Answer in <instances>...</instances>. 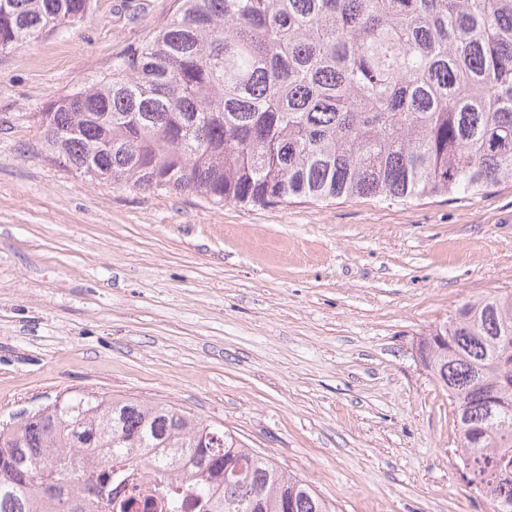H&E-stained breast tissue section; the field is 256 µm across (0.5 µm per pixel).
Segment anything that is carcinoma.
Here are the masks:
<instances>
[{"label":"carcinoma","mask_w":512,"mask_h":512,"mask_svg":"<svg viewBox=\"0 0 512 512\" xmlns=\"http://www.w3.org/2000/svg\"><path fill=\"white\" fill-rule=\"evenodd\" d=\"M89 8L0 0V53ZM39 129L88 180L217 204L478 193L512 180V0H180ZM418 355L451 401L462 475L512 512V292L463 302ZM110 463L157 472L170 508L180 471L211 512H333L221 426L89 393L0 429V512H126Z\"/></svg>","instance_id":"carcinoma-1"}]
</instances>
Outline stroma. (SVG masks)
I'll return each mask as SVG.
<instances>
[{
  "mask_svg": "<svg viewBox=\"0 0 512 512\" xmlns=\"http://www.w3.org/2000/svg\"><path fill=\"white\" fill-rule=\"evenodd\" d=\"M178 0H92L0 53V422L72 392L235 431L336 512H492L416 354L464 301L512 291V180L405 204L280 206L119 188L52 162L39 120Z\"/></svg>",
  "mask_w": 512,
  "mask_h": 512,
  "instance_id": "35a3bbf8",
  "label": "stroma"
}]
</instances>
